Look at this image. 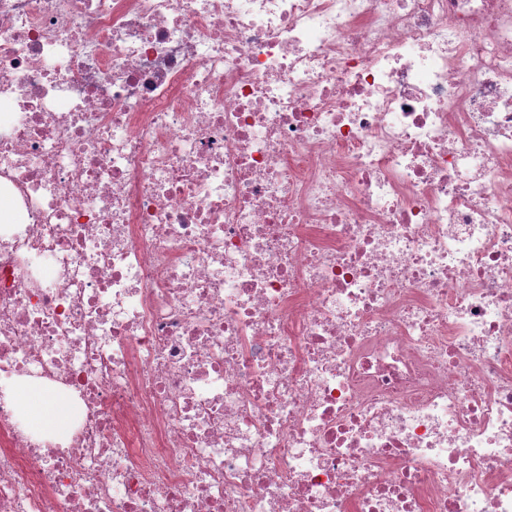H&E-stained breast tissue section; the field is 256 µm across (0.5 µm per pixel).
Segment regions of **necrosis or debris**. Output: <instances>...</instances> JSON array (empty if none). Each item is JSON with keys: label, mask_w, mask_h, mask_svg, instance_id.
<instances>
[{"label": "necrosis or debris", "mask_w": 512, "mask_h": 512, "mask_svg": "<svg viewBox=\"0 0 512 512\" xmlns=\"http://www.w3.org/2000/svg\"><path fill=\"white\" fill-rule=\"evenodd\" d=\"M1 101L0 512H512V0H0ZM17 403L29 426L44 434L63 437L75 408L46 388L22 389Z\"/></svg>", "instance_id": "1"}]
</instances>
